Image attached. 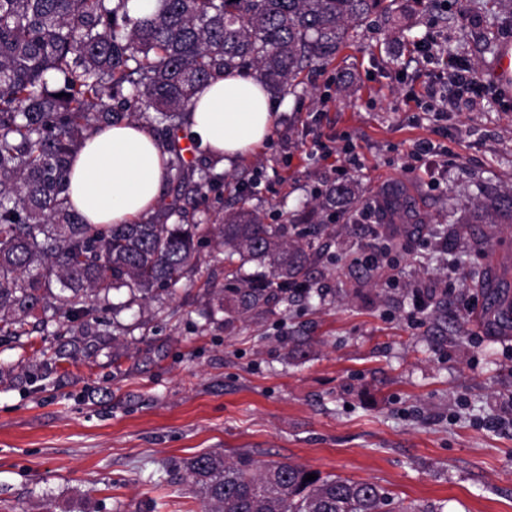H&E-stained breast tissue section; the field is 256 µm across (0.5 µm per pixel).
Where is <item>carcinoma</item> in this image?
<instances>
[{
  "label": "carcinoma",
  "mask_w": 512,
  "mask_h": 512,
  "mask_svg": "<svg viewBox=\"0 0 512 512\" xmlns=\"http://www.w3.org/2000/svg\"><path fill=\"white\" fill-rule=\"evenodd\" d=\"M128 0H0V335L31 334L27 317L55 300L73 317L96 311L100 296L127 291L122 306L169 291L198 262V246L218 237L240 265L258 262L271 277L230 288L254 308L307 287L311 224L288 245L286 224H266L240 206L208 223L182 219L180 201L212 189L207 171L177 176L173 203L133 224H86L66 195L70 158L93 132L142 119L181 169L178 131L198 89L251 70L273 90L300 84L326 64L352 25L386 10L385 0H158L133 18ZM340 183L330 207L350 201ZM179 216L175 224L168 223ZM472 224H511L512 193L488 199ZM60 293L53 292V282ZM291 462H228L200 454L187 475L209 512H388L393 498L373 482L317 476Z\"/></svg>",
  "instance_id": "cac0c4a2"
}]
</instances>
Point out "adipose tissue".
<instances>
[{
    "label": "adipose tissue",
    "instance_id": "1",
    "mask_svg": "<svg viewBox=\"0 0 512 512\" xmlns=\"http://www.w3.org/2000/svg\"><path fill=\"white\" fill-rule=\"evenodd\" d=\"M276 119L268 89L231 72L201 87L188 108V139L222 163L267 142ZM170 175V156L152 131L121 123L89 137L75 154L70 203L88 224H130L155 211Z\"/></svg>",
    "mask_w": 512,
    "mask_h": 512
}]
</instances>
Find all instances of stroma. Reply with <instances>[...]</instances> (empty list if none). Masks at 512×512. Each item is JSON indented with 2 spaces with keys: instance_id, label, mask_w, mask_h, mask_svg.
<instances>
[{
  "instance_id": "35a3bbf8",
  "label": "stroma",
  "mask_w": 512,
  "mask_h": 512,
  "mask_svg": "<svg viewBox=\"0 0 512 512\" xmlns=\"http://www.w3.org/2000/svg\"><path fill=\"white\" fill-rule=\"evenodd\" d=\"M387 13L351 31L335 58L275 94L270 139L229 167L212 166L209 212L236 208L237 188L265 223L313 215L324 225L311 254L310 292L247 311L214 312L225 250L204 241L177 284L93 320L47 310V328L0 336V512H202L185 464L248 453L321 475L379 484L403 504L443 512H512V331L490 327L487 276L512 299V224H470L487 198L512 189V95L441 121L402 102L433 64L397 72L412 45L437 37L486 75L512 17L494 0H388ZM453 156L431 185L412 168V143ZM350 143L361 170L347 212L324 208L336 174L314 142ZM403 193L412 215L363 218L381 194ZM485 241L474 251V237ZM397 242L382 274L361 264ZM434 290L423 314L412 287ZM72 359L54 362L57 350Z\"/></svg>"
}]
</instances>
